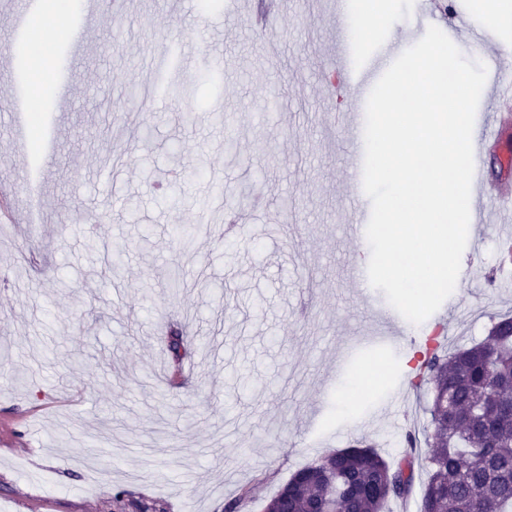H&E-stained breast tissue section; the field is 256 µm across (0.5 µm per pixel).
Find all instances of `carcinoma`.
<instances>
[{"mask_svg": "<svg viewBox=\"0 0 512 512\" xmlns=\"http://www.w3.org/2000/svg\"><path fill=\"white\" fill-rule=\"evenodd\" d=\"M174 362L186 354L183 332H168ZM412 385L431 388L425 407L433 427L425 450L408 435L410 452L393 459L359 443L297 470L263 512H388L410 498L415 463L425 462L420 512H512V318L496 322L481 342L448 352L426 348Z\"/></svg>", "mask_w": 512, "mask_h": 512, "instance_id": "carcinoma-1", "label": "carcinoma"}]
</instances>
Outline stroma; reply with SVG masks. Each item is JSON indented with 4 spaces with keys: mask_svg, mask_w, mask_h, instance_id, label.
Returning <instances> with one entry per match:
<instances>
[{
    "mask_svg": "<svg viewBox=\"0 0 512 512\" xmlns=\"http://www.w3.org/2000/svg\"><path fill=\"white\" fill-rule=\"evenodd\" d=\"M427 4L392 0L367 47L414 45ZM16 7L0 0V108ZM81 9L67 82L46 94L58 141L41 222L0 238V512H224L236 499L261 512L292 473L354 441L396 457L408 432L430 436V394L405 359L427 326L374 343L389 303L353 278L370 248L346 231L359 205L338 124L357 105L335 65L346 0H288L268 38L247 0L229 14L202 0ZM260 94L271 110H256ZM29 165L0 132V188L21 212ZM230 206L243 219L229 234ZM177 224L197 225L190 247ZM504 253L469 228L461 262L479 277L439 308L447 347L512 316ZM173 324L187 380L166 351ZM370 360L383 379L341 413L337 387Z\"/></svg>",
    "mask_w": 512,
    "mask_h": 512,
    "instance_id": "35a3bbf8",
    "label": "stroma"
}]
</instances>
